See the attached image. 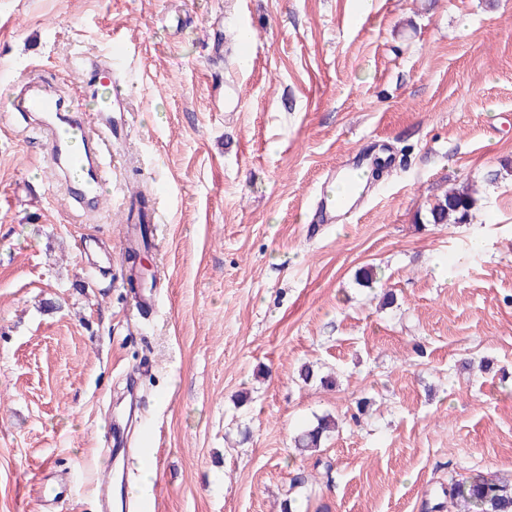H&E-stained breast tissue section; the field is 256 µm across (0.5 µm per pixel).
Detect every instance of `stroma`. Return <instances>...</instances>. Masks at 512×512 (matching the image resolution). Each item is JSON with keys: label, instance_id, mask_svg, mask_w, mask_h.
<instances>
[{"label": "stroma", "instance_id": "35a3bbf8", "mask_svg": "<svg viewBox=\"0 0 512 512\" xmlns=\"http://www.w3.org/2000/svg\"><path fill=\"white\" fill-rule=\"evenodd\" d=\"M118 39L125 126L84 219L10 103L38 75L94 111L72 65ZM361 153L385 160L368 202L316 223L322 175ZM467 184L470 222L428 223ZM145 443L152 512H469L441 485L512 476V0H0V512H107ZM336 427V420L330 414L316 417V423L304 430L295 440L297 448L305 452L316 453L321 448L322 442Z\"/></svg>", "mask_w": 512, "mask_h": 512}]
</instances>
